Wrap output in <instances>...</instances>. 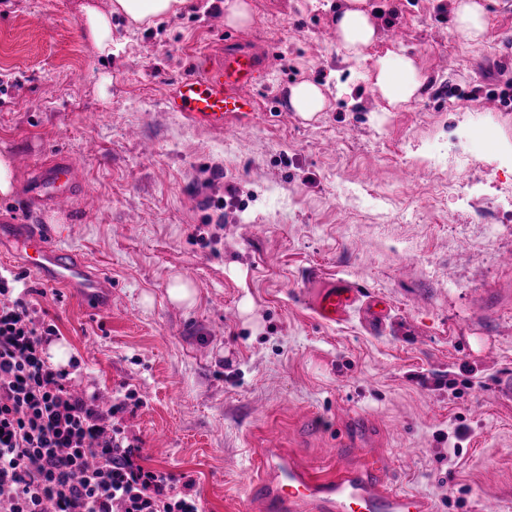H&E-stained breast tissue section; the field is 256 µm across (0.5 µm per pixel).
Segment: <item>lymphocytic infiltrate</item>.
<instances>
[{"mask_svg": "<svg viewBox=\"0 0 512 512\" xmlns=\"http://www.w3.org/2000/svg\"><path fill=\"white\" fill-rule=\"evenodd\" d=\"M56 333L0 275V512H204L193 480L142 465L133 392L101 406L48 361Z\"/></svg>", "mask_w": 512, "mask_h": 512, "instance_id": "1", "label": "lymphocytic infiltrate"}]
</instances>
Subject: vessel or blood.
I'll list each match as a JSON object with an SVG mask.
<instances>
[{
    "mask_svg": "<svg viewBox=\"0 0 512 512\" xmlns=\"http://www.w3.org/2000/svg\"><path fill=\"white\" fill-rule=\"evenodd\" d=\"M269 67V54L244 39L226 43L219 51L206 50L198 55L194 70L176 83L167 106L193 126L223 130L227 121L258 111L250 90ZM26 195L38 211L64 198L87 197L88 192L72 162L58 154L38 165ZM0 249L18 254L23 266L44 282L76 294L89 312L112 303L111 280L58 246L45 225L0 220ZM359 296L350 282L332 279L308 298L307 305L317 319L333 323L348 315ZM347 454V449H334L327 466L310 467L280 449H265L249 500L257 512H432L427 498L385 480L384 456L369 453L360 465L346 467L342 461Z\"/></svg>",
    "mask_w": 512,
    "mask_h": 512,
    "instance_id": "b4317fda",
    "label": "vessel or blood"
}]
</instances>
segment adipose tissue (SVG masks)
I'll return each mask as SVG.
<instances>
[{"label":"adipose tissue","instance_id":"adipose-tissue-1","mask_svg":"<svg viewBox=\"0 0 512 512\" xmlns=\"http://www.w3.org/2000/svg\"><path fill=\"white\" fill-rule=\"evenodd\" d=\"M185 0H111L109 10L83 6V27L92 44L103 53L112 51V18L119 15L129 24H157L176 13ZM456 32L469 41H477L487 31L485 9L480 0H451ZM380 29L368 0H343L336 8V39L351 57H360L364 49L379 38ZM373 86L382 102L395 108L408 103L424 88V79L413 58L386 51L376 56Z\"/></svg>","mask_w":512,"mask_h":512}]
</instances>
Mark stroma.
<instances>
[{"instance_id": "stroma-1", "label": "stroma", "mask_w": 512, "mask_h": 512, "mask_svg": "<svg viewBox=\"0 0 512 512\" xmlns=\"http://www.w3.org/2000/svg\"><path fill=\"white\" fill-rule=\"evenodd\" d=\"M487 34L453 28L449 0H369L382 39L363 57L336 41V0H187L156 25L112 20V54L82 7L110 0H0V153L15 188L0 215L27 219L32 169L64 154L93 196L43 214L54 241L112 281L85 312L0 253V273L44 289L40 310L71 349L68 380L140 403L122 424L146 467L187 475L205 512H249L256 455L321 465L358 438L401 490L434 512H512V0H483ZM238 35L272 65L254 116L212 132L165 100L207 45ZM412 57L419 98L376 109V55ZM322 86L312 119L288 88ZM189 277L196 303L167 288ZM341 278L386 297L378 325L323 323L305 304ZM252 21V8L246 0L224 1V22L234 28L247 26Z\"/></svg>"}]
</instances>
